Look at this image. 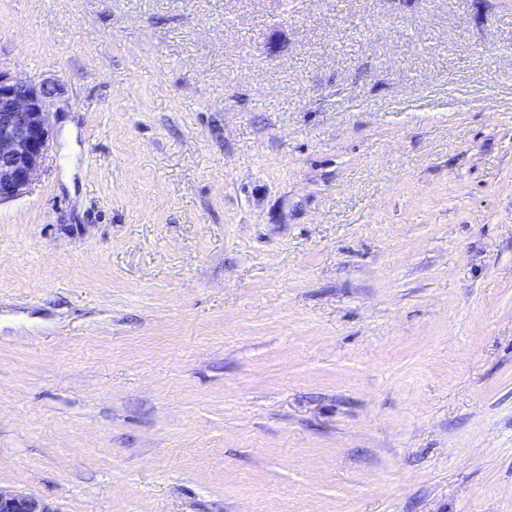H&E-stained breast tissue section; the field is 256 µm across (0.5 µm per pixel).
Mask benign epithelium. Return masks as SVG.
<instances>
[{
  "label": "benign epithelium",
  "mask_w": 512,
  "mask_h": 512,
  "mask_svg": "<svg viewBox=\"0 0 512 512\" xmlns=\"http://www.w3.org/2000/svg\"><path fill=\"white\" fill-rule=\"evenodd\" d=\"M53 90L0 72V203L23 196L44 166ZM0 512H53L45 502L0 491Z\"/></svg>",
  "instance_id": "obj_1"
}]
</instances>
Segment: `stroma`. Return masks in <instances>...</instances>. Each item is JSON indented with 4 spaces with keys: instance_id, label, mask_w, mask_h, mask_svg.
Instances as JSON below:
<instances>
[{
    "instance_id": "obj_1",
    "label": "stroma",
    "mask_w": 512,
    "mask_h": 512,
    "mask_svg": "<svg viewBox=\"0 0 512 512\" xmlns=\"http://www.w3.org/2000/svg\"><path fill=\"white\" fill-rule=\"evenodd\" d=\"M0 72V490L512 512V0H0ZM53 92L0 72V203L23 196L44 166Z\"/></svg>"
}]
</instances>
